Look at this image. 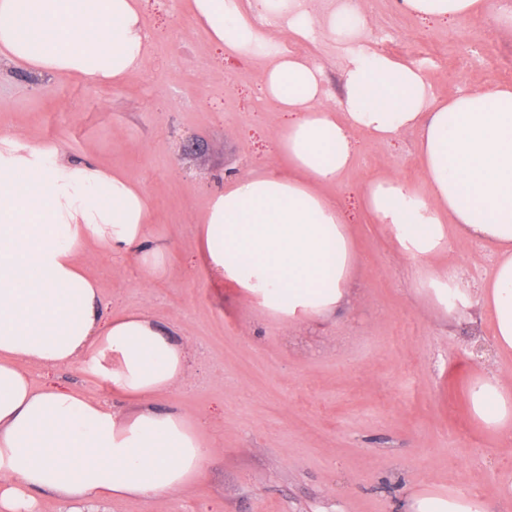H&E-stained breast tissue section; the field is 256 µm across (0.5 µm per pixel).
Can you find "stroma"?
Instances as JSON below:
<instances>
[{"instance_id": "35a3bbf8", "label": "stroma", "mask_w": 512, "mask_h": 512, "mask_svg": "<svg viewBox=\"0 0 512 512\" xmlns=\"http://www.w3.org/2000/svg\"><path fill=\"white\" fill-rule=\"evenodd\" d=\"M365 44L422 67L433 97L512 85V28L492 13L437 24L397 0H357ZM152 33L143 69L117 88L80 78L0 74V124L74 160L122 169L144 190L151 229L168 246L165 274L143 282L130 257L99 254L86 267L104 311H146L191 347L189 376L153 404L179 408L222 441L202 479L162 501L123 500L104 512H403L428 488H477L488 512H512V445L472 419L475 309L445 313L420 288L418 261L401 254L360 204L383 175L422 187L417 135L379 145L356 134V159L328 192L342 207L360 266L353 303L304 327L289 325L212 282L198 224L230 178L277 161L285 116L260 91L263 63L225 58L198 24L193 0H142ZM259 30L314 61L343 96L342 50L294 38L269 19ZM53 383L131 406L85 366L37 369Z\"/></svg>"}]
</instances>
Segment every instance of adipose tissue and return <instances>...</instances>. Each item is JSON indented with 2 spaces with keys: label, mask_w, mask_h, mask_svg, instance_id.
I'll list each match as a JSON object with an SVG mask.
<instances>
[{
  "label": "adipose tissue",
  "mask_w": 512,
  "mask_h": 512,
  "mask_svg": "<svg viewBox=\"0 0 512 512\" xmlns=\"http://www.w3.org/2000/svg\"><path fill=\"white\" fill-rule=\"evenodd\" d=\"M213 44L242 59L268 58L263 91L288 119L276 149L289 174L237 177L211 199L198 226L210 277L269 315L305 326L348 306L357 253L347 221L322 188L353 165L354 136L384 145L420 129L425 188L396 177L367 184L363 204L399 251L418 261L450 256V231L492 258L475 294L448 270H426L433 302L493 313L497 352L512 351V88H480L437 102L416 66L371 52L355 8L323 19L301 0H193ZM445 22L478 16L482 0H402ZM261 14L298 37L321 31L345 51V98L325 103L323 75L308 58L266 40ZM150 35L140 0H0V73L80 77L116 86L144 65ZM142 189L121 171L63 159L0 130V512H35L42 496L91 508L126 498L158 500L191 487L220 447L200 420L153 397L186 379V343L146 313L105 317L84 267L102 251L135 255L141 275L165 272L167 246L150 229ZM86 365L137 403L118 415L97 398L36 387L31 368ZM473 418L512 443V385L484 367L469 385ZM405 512H487L476 496L422 492Z\"/></svg>",
  "instance_id": "1"
}]
</instances>
